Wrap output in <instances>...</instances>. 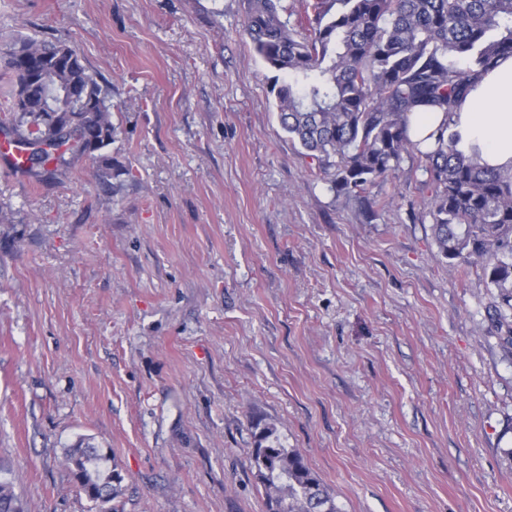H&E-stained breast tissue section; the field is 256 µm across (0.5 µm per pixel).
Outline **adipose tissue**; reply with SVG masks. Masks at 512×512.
Segmentation results:
<instances>
[{
	"label": "adipose tissue",
	"instance_id": "obj_1",
	"mask_svg": "<svg viewBox=\"0 0 512 512\" xmlns=\"http://www.w3.org/2000/svg\"><path fill=\"white\" fill-rule=\"evenodd\" d=\"M445 122L461 134V149L474 151L479 164L512 174V56L476 80L455 112L420 108L410 113L409 136L429 150Z\"/></svg>",
	"mask_w": 512,
	"mask_h": 512
}]
</instances>
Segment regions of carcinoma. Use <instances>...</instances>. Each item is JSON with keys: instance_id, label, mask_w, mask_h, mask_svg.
Masks as SVG:
<instances>
[{"instance_id": "carcinoma-1", "label": "carcinoma", "mask_w": 512, "mask_h": 512, "mask_svg": "<svg viewBox=\"0 0 512 512\" xmlns=\"http://www.w3.org/2000/svg\"><path fill=\"white\" fill-rule=\"evenodd\" d=\"M281 0H248L243 32L255 53L282 74L272 87L282 128L309 155L333 161L339 194L363 192L414 153L425 159L433 193L426 203L441 257L482 270L501 346L512 349V175L479 165L443 122L435 148L408 136L417 107L450 113L472 80L512 56V0H314L308 25L281 19ZM0 79L11 87L8 123L25 146L67 131L50 150H34L28 169L49 179L70 161L99 162L112 141L108 93L65 43L14 41ZM79 489L103 505L121 476L107 454L81 443L66 456ZM267 490L268 512H342L304 457L264 429L250 459ZM0 512H23L0 481Z\"/></svg>"}]
</instances>
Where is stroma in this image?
<instances>
[{"mask_svg":"<svg viewBox=\"0 0 512 512\" xmlns=\"http://www.w3.org/2000/svg\"><path fill=\"white\" fill-rule=\"evenodd\" d=\"M248 0H0V48L74 47L112 170L0 160V478L24 512H267L274 428L342 512H512V353L440 257L420 155L339 194L278 120ZM83 445L78 443L71 447L66 460L86 497L95 504H106L116 497L121 476L105 466L108 456L100 448Z\"/></svg>","mask_w":512,"mask_h":512,"instance_id":"1","label":"stroma"}]
</instances>
